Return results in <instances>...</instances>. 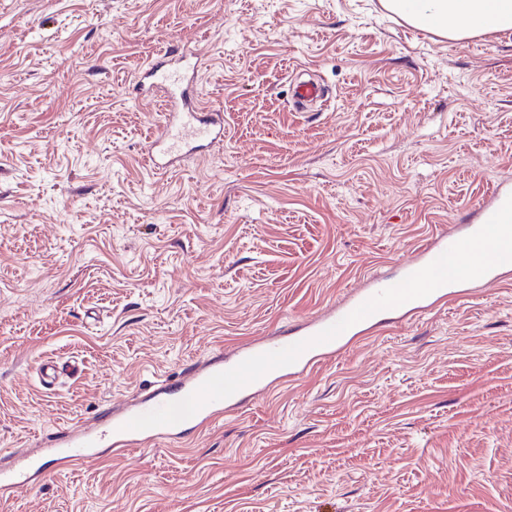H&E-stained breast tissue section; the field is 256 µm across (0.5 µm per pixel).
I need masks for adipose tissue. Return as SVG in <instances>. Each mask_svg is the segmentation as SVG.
I'll use <instances>...</instances> for the list:
<instances>
[{"label":"adipose tissue","mask_w":512,"mask_h":512,"mask_svg":"<svg viewBox=\"0 0 512 512\" xmlns=\"http://www.w3.org/2000/svg\"><path fill=\"white\" fill-rule=\"evenodd\" d=\"M384 5L408 23L451 40L512 31V0H384Z\"/></svg>","instance_id":"ef3b65f1"}]
</instances>
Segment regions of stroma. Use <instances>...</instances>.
<instances>
[{
  "instance_id": "stroma-1",
  "label": "stroma",
  "mask_w": 512,
  "mask_h": 512,
  "mask_svg": "<svg viewBox=\"0 0 512 512\" xmlns=\"http://www.w3.org/2000/svg\"><path fill=\"white\" fill-rule=\"evenodd\" d=\"M224 141L146 162L151 62ZM315 79L324 101L289 85ZM512 187V32L382 0H0V512H512V279L387 321L179 437L81 466L50 435L298 324ZM78 373L45 386L42 362ZM35 464L34 457L23 452L16 453L8 465H4L1 461V487L17 490L31 483L34 480V475L38 473V470L34 471Z\"/></svg>"
}]
</instances>
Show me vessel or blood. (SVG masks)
I'll return each instance as SVG.
<instances>
[{
	"instance_id": "obj_1",
	"label": "vessel or blood",
	"mask_w": 512,
	"mask_h": 512,
	"mask_svg": "<svg viewBox=\"0 0 512 512\" xmlns=\"http://www.w3.org/2000/svg\"><path fill=\"white\" fill-rule=\"evenodd\" d=\"M138 86L146 96L158 89L166 95L164 121L151 138L148 162H156L162 151L175 163L182 151L223 140V113L200 107L179 73L150 64ZM477 214L476 223L445 226L417 247L397 276L370 278L294 327L238 348L234 357L219 353L191 363L174 384L161 385L123 412H106L105 424L62 433L52 453L70 463L104 445L124 452L175 438L188 425L211 424L262 396L271 376L295 378L336 356L354 338L385 323L387 315L411 320L464 297L488 278H512V190L495 188ZM35 464L34 457L15 454L9 464H0V486L28 485Z\"/></svg>"
}]
</instances>
